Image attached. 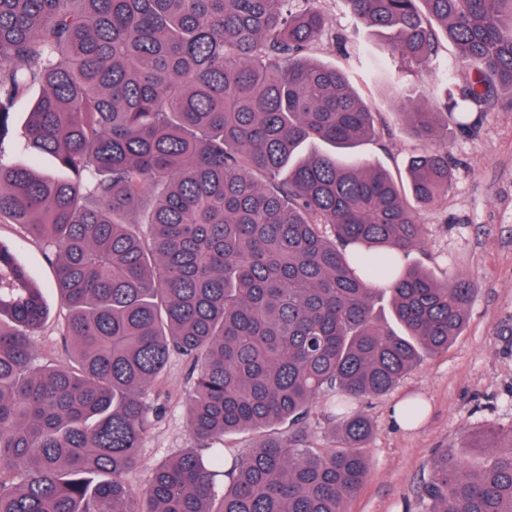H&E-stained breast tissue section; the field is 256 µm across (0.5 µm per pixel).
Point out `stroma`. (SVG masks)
Wrapping results in <instances>:
<instances>
[{
    "label": "stroma",
    "mask_w": 512,
    "mask_h": 512,
    "mask_svg": "<svg viewBox=\"0 0 512 512\" xmlns=\"http://www.w3.org/2000/svg\"><path fill=\"white\" fill-rule=\"evenodd\" d=\"M316 5L329 26L309 57L345 68L377 113L378 138L355 150V157L403 176L414 141L399 114L410 102L443 100L440 79L414 68L401 81H391L396 61L388 56L381 37L351 15L346 0H316ZM341 34L352 39L360 63L348 61L339 51ZM27 112V106H19L0 159L56 173L50 156H35L24 148ZM447 149L452 174L448 195L435 211L422 213L426 246L410 260L439 278L465 275L476 292L465 327L447 351L425 357L387 394L358 401L374 434L366 447L370 473L348 502V512H408L440 451L459 448L466 434L486 426H512V98L503 97L494 111L484 113L475 132L449 130ZM0 247L12 252L43 290L46 321L32 338L37 364L65 363V311L44 247L14 224H0ZM192 390L189 362L172 356L152 392L160 412L152 418L140 450L141 466L128 476L134 490L143 488L154 465L193 447L187 428ZM411 398L428 403L430 410L418 428L406 430L394 423L390 411Z\"/></svg>",
    "instance_id": "35a3bbf8"
}]
</instances>
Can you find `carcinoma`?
Wrapping results in <instances>:
<instances>
[{"label":"carcinoma","mask_w":512,"mask_h":512,"mask_svg":"<svg viewBox=\"0 0 512 512\" xmlns=\"http://www.w3.org/2000/svg\"><path fill=\"white\" fill-rule=\"evenodd\" d=\"M347 2L390 31L392 58L445 80L442 104L399 113L417 141L403 181L338 156L375 138V115L306 56L328 24L314 0H0V157L38 87L28 147L65 173L0 161V221L48 251L70 353L36 364L41 288L0 248V512H346L373 424L349 412L314 448L313 403L385 395L462 332L473 281L408 258L448 195V127L512 93V0ZM308 142L337 155L301 159ZM173 354L191 363L196 445L136 492ZM278 422L288 436L224 448ZM462 447L490 452H443L421 512H512V429Z\"/></svg>","instance_id":"cac0c4a2"}]
</instances>
